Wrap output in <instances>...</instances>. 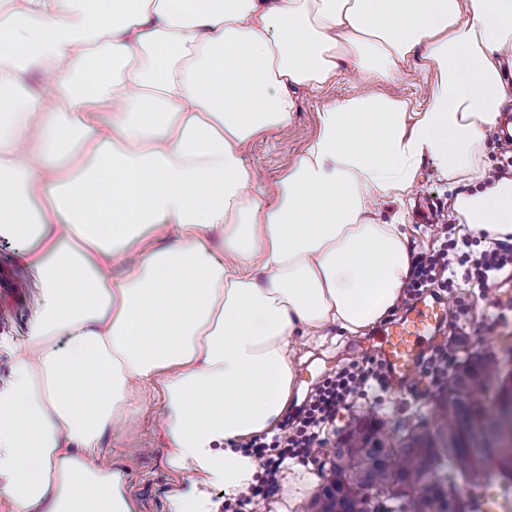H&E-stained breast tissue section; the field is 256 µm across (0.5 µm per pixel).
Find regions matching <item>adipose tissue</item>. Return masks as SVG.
Segmentation results:
<instances>
[{
  "label": "adipose tissue",
  "instance_id": "1",
  "mask_svg": "<svg viewBox=\"0 0 512 512\" xmlns=\"http://www.w3.org/2000/svg\"><path fill=\"white\" fill-rule=\"evenodd\" d=\"M423 101L383 93L406 69ZM354 95L259 185L250 145L341 71ZM512 100V0H0V238L43 298L0 389L11 512H138L105 431L161 405L168 512L254 482L297 340L357 335L411 271L424 164L472 235L512 238L485 134ZM67 345H60V338Z\"/></svg>",
  "mask_w": 512,
  "mask_h": 512
}]
</instances>
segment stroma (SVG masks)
Here are the masks:
<instances>
[{
	"label": "stroma",
	"instance_id": "1",
	"mask_svg": "<svg viewBox=\"0 0 512 512\" xmlns=\"http://www.w3.org/2000/svg\"><path fill=\"white\" fill-rule=\"evenodd\" d=\"M355 86L345 76L323 94H305L293 125L283 131H274L256 141L250 148V159L260 171L263 187H271L287 168L289 162L306 145L317 127V114L327 100L353 95ZM421 189L438 203L434 223L424 224L417 218V203L409 201L405 207L408 224L409 248L419 255L439 247L442 227H449L456 235H464L452 209L453 191L446 181L439 179L431 165L422 169ZM20 246L0 239V387L7 385L12 375L13 355L24 342L29 326L40 306V295L28 284L29 275L19 257ZM448 301V324L438 336V343L456 340L458 361H465L480 353L498 360L502 370L512 369V303L488 307L480 297L479 288L460 286L442 290ZM351 337L338 336L336 328H328L323 342H303L297 345L291 361L296 371L294 392L283 415L291 421L314 392L317 384L339 369L361 362L362 357L351 351ZM448 394L447 389L416 379L404 392H388L378 404L354 402L342 412L334 426L324 435V443L313 469H320L341 437L348 422L371 414L383 421L390 430H397L405 421H422L433 426L439 402ZM100 445L116 458L127 476L130 493L139 505V512H168L167 495L178 484H186V477L172 475L164 464V450L156 435L154 415L143 413L137 427L114 438L104 433Z\"/></svg>",
	"mask_w": 512,
	"mask_h": 512
}]
</instances>
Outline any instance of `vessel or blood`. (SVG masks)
Segmentation results:
<instances>
[{"label": "vessel or blood", "instance_id": "vessel-or-blood-1", "mask_svg": "<svg viewBox=\"0 0 512 512\" xmlns=\"http://www.w3.org/2000/svg\"><path fill=\"white\" fill-rule=\"evenodd\" d=\"M446 316L443 302L421 297L404 316L382 330L372 354L387 367L391 386L402 389L416 380L421 350L436 335Z\"/></svg>", "mask_w": 512, "mask_h": 512}]
</instances>
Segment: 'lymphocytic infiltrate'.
I'll use <instances>...</instances> for the list:
<instances>
[{"label":"lymphocytic infiltrate","mask_w":512,"mask_h":512,"mask_svg":"<svg viewBox=\"0 0 512 512\" xmlns=\"http://www.w3.org/2000/svg\"><path fill=\"white\" fill-rule=\"evenodd\" d=\"M474 243L471 237L459 241L447 239L439 249L417 256L408 284L409 292L418 294L428 288L447 287L448 275L454 270L450 251ZM509 266H512V250L502 242L492 241L481 251L469 255L461 278L465 284L483 288L491 277ZM387 390L384 366L374 358L365 364L341 369L336 375L326 378L310 398L303 416L287 432L270 438L257 436L244 444V453L258 460L259 470L248 493L238 499V506L250 505L255 498L276 491L287 461H310L321 443L323 431L335 422L341 410L358 400L380 402Z\"/></svg>","instance_id":"lymphocytic-infiltrate-1"}]
</instances>
